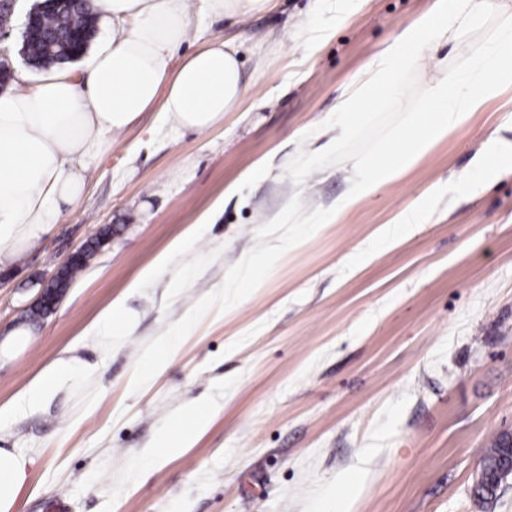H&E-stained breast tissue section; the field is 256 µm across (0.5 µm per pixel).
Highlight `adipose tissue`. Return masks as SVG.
I'll list each match as a JSON object with an SVG mask.
<instances>
[{
  "instance_id": "adipose-tissue-1",
  "label": "adipose tissue",
  "mask_w": 512,
  "mask_h": 512,
  "mask_svg": "<svg viewBox=\"0 0 512 512\" xmlns=\"http://www.w3.org/2000/svg\"><path fill=\"white\" fill-rule=\"evenodd\" d=\"M269 0H90L111 26L84 74L56 70L28 83L19 76L0 93V268L19 265L63 220L86 190V177L118 136L149 110L179 130L210 131L238 111L246 87L239 46L213 39L177 59L196 15L237 20ZM74 356L59 358L7 406L0 419L39 408L60 387L84 377ZM212 417L192 405L163 435L154 456L174 458ZM27 462L0 448V512H17Z\"/></svg>"
}]
</instances>
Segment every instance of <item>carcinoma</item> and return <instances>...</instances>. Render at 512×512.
I'll return each instance as SVG.
<instances>
[{"label": "carcinoma", "instance_id": "1", "mask_svg": "<svg viewBox=\"0 0 512 512\" xmlns=\"http://www.w3.org/2000/svg\"><path fill=\"white\" fill-rule=\"evenodd\" d=\"M35 23L22 32L21 52L38 70L57 68L80 59L96 35V20L88 0H36ZM512 462L508 434L501 433L486 449L480 472L486 480L473 486L474 498L482 505L496 501L498 488L492 478Z\"/></svg>", "mask_w": 512, "mask_h": 512}]
</instances>
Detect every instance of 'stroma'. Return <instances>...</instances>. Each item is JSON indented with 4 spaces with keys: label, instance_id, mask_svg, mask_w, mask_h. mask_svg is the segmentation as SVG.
<instances>
[{
    "label": "stroma",
    "instance_id": "obj_1",
    "mask_svg": "<svg viewBox=\"0 0 512 512\" xmlns=\"http://www.w3.org/2000/svg\"><path fill=\"white\" fill-rule=\"evenodd\" d=\"M34 2L14 0L0 40L32 82L40 73L20 48ZM433 2L274 0L237 23L199 16L181 52L240 35V111L203 134L143 113L53 234L0 273V340L26 332L0 353V406L68 353L89 371L0 421V448L30 461L20 512H512V478L490 508L472 495L486 448L512 431V170L476 196L454 188L490 139L512 140V85L287 251L244 300L210 309L129 391L144 344L221 286L294 193L307 214L346 193L347 164L299 188L285 167L298 149L319 151L360 71ZM262 162L268 176L244 181ZM428 192L426 223H394ZM107 225L117 235L50 314L29 319L55 268ZM190 230L191 250L139 284ZM174 278L183 287L169 288ZM115 301L136 327L108 347L96 322ZM193 399L211 406L210 425L180 456L152 458Z\"/></svg>",
    "mask_w": 512,
    "mask_h": 512
}]
</instances>
